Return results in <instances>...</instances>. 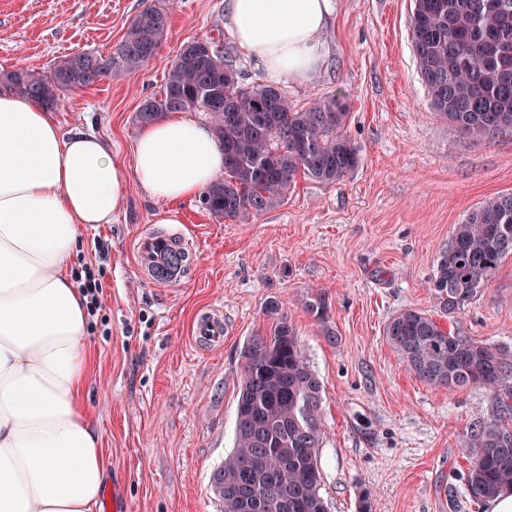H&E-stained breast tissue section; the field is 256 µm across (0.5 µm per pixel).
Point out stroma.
<instances>
[{
    "instance_id": "stroma-1",
    "label": "stroma",
    "mask_w": 512,
    "mask_h": 512,
    "mask_svg": "<svg viewBox=\"0 0 512 512\" xmlns=\"http://www.w3.org/2000/svg\"><path fill=\"white\" fill-rule=\"evenodd\" d=\"M151 0H0V71L24 64L50 73L66 55L108 54ZM225 0H173L156 55L142 68L61 96L62 132L92 131L133 163L136 112L158 93L188 41L219 40L247 84L268 77L238 49ZM412 0H335L322 68L278 85L297 106L345 99L347 131L361 155L343 180L297 178L284 203L240 221L218 219L199 199L181 201L197 275L164 290L138 273L130 251L168 203L128 181L119 214L82 231L77 258L100 266L104 309L90 333L94 363L85 392L108 474L127 512H222L210 475L234 446L247 339L268 334L267 301L298 331L322 385L321 493L329 512H486L466 494L464 450L512 388L428 385L384 335L397 312H428L445 328L512 346V256L458 313L438 304L430 278L457 224L488 197L512 193V134L476 140L439 118L421 81L410 37ZM324 294L318 321L305 302ZM224 313V345L189 339L204 311Z\"/></svg>"
}]
</instances>
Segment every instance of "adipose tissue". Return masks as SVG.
<instances>
[{
	"label": "adipose tissue",
	"mask_w": 512,
	"mask_h": 512,
	"mask_svg": "<svg viewBox=\"0 0 512 512\" xmlns=\"http://www.w3.org/2000/svg\"><path fill=\"white\" fill-rule=\"evenodd\" d=\"M333 0H227L242 53L307 81L325 60ZM124 167L103 139L62 134L40 101L0 89V512H99L106 466L82 397L87 309L71 272L86 224H108L125 185L169 203L224 173L210 126L181 113L142 127Z\"/></svg>",
	"instance_id": "1"
}]
</instances>
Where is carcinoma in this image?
<instances>
[{
  "label": "carcinoma",
  "instance_id": "1",
  "mask_svg": "<svg viewBox=\"0 0 512 512\" xmlns=\"http://www.w3.org/2000/svg\"><path fill=\"white\" fill-rule=\"evenodd\" d=\"M169 9L150 5L137 14L107 55L77 52L50 77L25 65L0 74L3 86L57 105L60 95L136 70L158 51ZM410 33L418 70L434 112L461 133L489 139L512 132V0H413ZM200 112L224 149V178L201 205L218 218L245 219L280 205L297 176L334 184L357 169L360 151L347 133L346 103L335 95L298 108L274 85L239 81L232 61L208 38L196 37L171 64L162 90L141 103L136 120ZM512 255V193L486 200L456 225L430 278L444 311L468 303ZM269 334L243 347L244 377L235 444L211 479L224 512H273L271 497L287 512H328L321 495L318 413L321 385L311 371L296 329L277 301L269 302ZM387 342L422 382L450 389L482 387L495 393L512 382V350L477 343L441 326L429 314L403 309L384 328ZM465 489L474 501L512 487V428L494 419L480 425L465 448ZM248 483L240 501L224 489Z\"/></svg>",
  "mask_w": 512,
  "mask_h": 512
}]
</instances>
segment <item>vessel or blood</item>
<instances>
[{
    "mask_svg": "<svg viewBox=\"0 0 512 512\" xmlns=\"http://www.w3.org/2000/svg\"><path fill=\"white\" fill-rule=\"evenodd\" d=\"M185 234L179 230L161 228L135 240L133 256L140 273L152 283L174 286L193 272L192 264L175 265L173 255L178 251H188ZM196 344L204 348H214L224 341V320L220 314H201L192 326Z\"/></svg>",
    "mask_w": 512,
    "mask_h": 512,
    "instance_id": "obj_1",
    "label": "vessel or blood"
}]
</instances>
